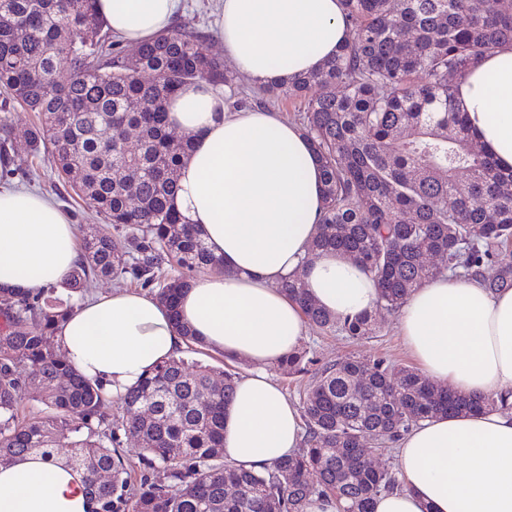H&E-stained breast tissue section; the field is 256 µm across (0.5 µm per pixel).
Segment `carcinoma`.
I'll use <instances>...</instances> for the list:
<instances>
[{"label":"carcinoma","mask_w":512,"mask_h":512,"mask_svg":"<svg viewBox=\"0 0 512 512\" xmlns=\"http://www.w3.org/2000/svg\"><path fill=\"white\" fill-rule=\"evenodd\" d=\"M351 38L316 71L263 88L304 99L299 114L323 169L325 198L312 253L336 252L376 281V308L353 318L324 309L302 281L282 291L306 323L324 333L371 338L381 312L397 313L437 275L475 277L490 291L512 289V169L497 166L466 123L459 83L480 59L512 46V0H343ZM95 0H0V87L37 114L33 153L50 151L58 178L89 198L104 224H90L69 286L99 279L156 291L179 319L190 274L220 270L197 225L173 206L190 137L168 131L165 104L194 85L232 86L206 37L175 26L128 57L104 30ZM325 92L307 97L311 86ZM138 131L129 151L125 137ZM12 128L0 115V156ZM126 240L120 249L114 233ZM439 256L444 265L430 263ZM37 292L0 290V461L73 449L98 512H305L331 496L337 512H373L375 498L400 486L369 461L428 418L505 400L476 398L378 357L345 358L314 371L286 358L300 391L304 448L259 472L223 460L224 419L237 372L216 385L211 370L182 357L159 365L112 399L49 343L73 304ZM35 388L50 413L23 420ZM152 404L154 416L144 417ZM138 435L148 468L139 485L113 447V426ZM107 470L112 481L96 473Z\"/></svg>","instance_id":"1"}]
</instances>
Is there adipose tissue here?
Segmentation results:
<instances>
[{"mask_svg": "<svg viewBox=\"0 0 512 512\" xmlns=\"http://www.w3.org/2000/svg\"><path fill=\"white\" fill-rule=\"evenodd\" d=\"M183 0H97L113 35L137 47L170 30ZM224 56L257 86L318 70L350 39L342 0H223ZM472 132L512 168V48L481 59L460 86ZM167 118L192 138L175 208L221 259L179 296L173 321L155 296L118 288L81 302L59 323L62 356L112 398L179 356L189 326L211 351L249 363L224 422V456L258 471L297 453L301 412L270 374L297 354L306 322L279 284L301 275L330 312L373 311L375 281L333 252L311 255L324 185L312 146L277 113L230 107L210 85L168 100ZM77 228L51 198L0 189V288L66 282L79 261ZM398 331L421 371L473 396L512 391V290L442 274L399 312ZM401 488L374 512H512V412H463L420 422L396 443ZM85 477L61 454L27 453L0 465V512H97Z\"/></svg>", "mask_w": 512, "mask_h": 512, "instance_id": "adipose-tissue-1", "label": "adipose tissue"}]
</instances>
